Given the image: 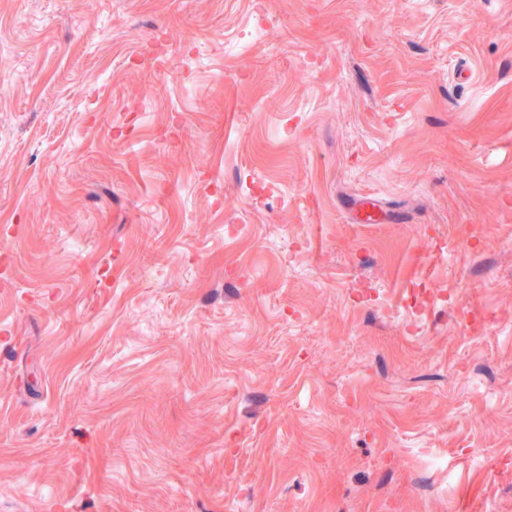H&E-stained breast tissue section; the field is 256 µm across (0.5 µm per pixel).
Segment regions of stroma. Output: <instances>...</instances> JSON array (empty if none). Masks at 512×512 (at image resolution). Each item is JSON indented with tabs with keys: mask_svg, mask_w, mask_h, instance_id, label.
<instances>
[{
	"mask_svg": "<svg viewBox=\"0 0 512 512\" xmlns=\"http://www.w3.org/2000/svg\"><path fill=\"white\" fill-rule=\"evenodd\" d=\"M0 512H512V0H0ZM350 209L358 213L360 224H381L387 220L385 211L379 206L377 200L372 197H357Z\"/></svg>",
	"mask_w": 512,
	"mask_h": 512,
	"instance_id": "35a3bbf8",
	"label": "stroma"
}]
</instances>
